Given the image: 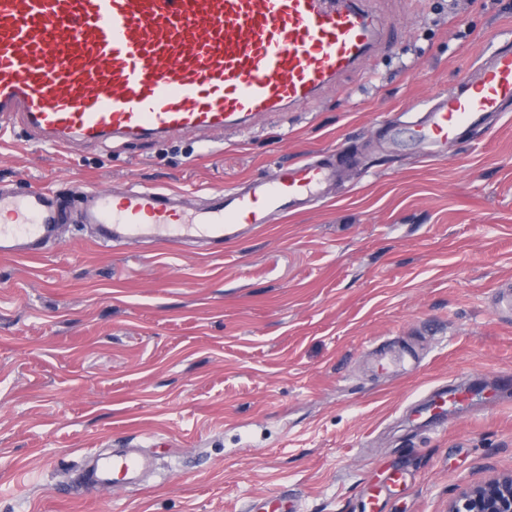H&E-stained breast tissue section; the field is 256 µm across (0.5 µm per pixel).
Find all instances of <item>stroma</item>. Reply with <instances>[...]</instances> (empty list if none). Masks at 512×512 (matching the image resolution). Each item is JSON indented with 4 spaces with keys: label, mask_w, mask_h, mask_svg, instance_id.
<instances>
[{
    "label": "stroma",
    "mask_w": 512,
    "mask_h": 512,
    "mask_svg": "<svg viewBox=\"0 0 512 512\" xmlns=\"http://www.w3.org/2000/svg\"><path fill=\"white\" fill-rule=\"evenodd\" d=\"M391 42L296 112L248 134L50 149L0 136V184L72 207L132 183L212 189L333 149L355 153L317 207L224 248L106 252L76 225L36 258H0V512H245L287 492L297 512H363L398 465L384 512H448L512 472V389L447 429L412 418L440 384L512 373V114L448 157L381 149L377 124L448 92L512 35V0H375ZM153 439L139 487L90 494L87 451ZM403 480V473L398 469H391L386 472L384 477L372 484L367 493L369 511L380 512L383 499L392 491V488L399 485Z\"/></svg>",
    "instance_id": "35a3bbf8"
}]
</instances>
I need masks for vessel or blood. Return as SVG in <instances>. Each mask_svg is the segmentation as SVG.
Masks as SVG:
<instances>
[{
  "label": "vessel or blood",
  "instance_id": "1",
  "mask_svg": "<svg viewBox=\"0 0 512 512\" xmlns=\"http://www.w3.org/2000/svg\"><path fill=\"white\" fill-rule=\"evenodd\" d=\"M366 0H0V132L26 125L58 149L113 139L167 138L187 132H249L261 117L304 106L363 65L383 29ZM512 110V36L492 42L473 71L436 95L407 123L424 157L442 155L494 115ZM356 158L278 165L208 193L187 209L182 193L132 184L83 194L77 215L46 187L19 193L0 186V255L33 258L61 225H87L92 241L220 245L242 228L270 223L324 200ZM466 386L434 389L417 413L445 427L468 403ZM157 468L134 438L113 453L86 454L79 484L93 492L141 486ZM403 480L391 469L367 493L369 512Z\"/></svg>",
  "mask_w": 512,
  "mask_h": 512
}]
</instances>
